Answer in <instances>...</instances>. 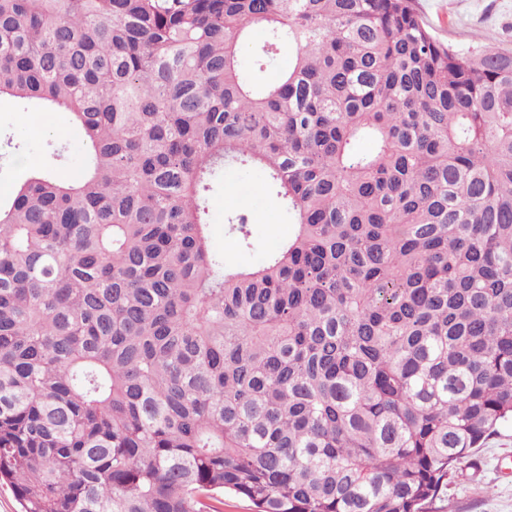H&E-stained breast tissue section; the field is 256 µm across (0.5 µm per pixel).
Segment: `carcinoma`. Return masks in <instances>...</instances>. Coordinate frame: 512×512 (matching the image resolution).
<instances>
[{"mask_svg":"<svg viewBox=\"0 0 512 512\" xmlns=\"http://www.w3.org/2000/svg\"><path fill=\"white\" fill-rule=\"evenodd\" d=\"M1 99L84 135L0 199L23 512H428L512 421V53L412 0H0ZM236 168L294 226L247 267ZM251 187L250 193L242 189ZM241 211L253 224L257 250L244 253L224 238V211ZM210 229L212 248L224 253V261L233 266L258 262L263 253L275 248L293 231L282 208L267 194L256 172L229 170L219 182L210 200Z\"/></svg>","mask_w":512,"mask_h":512,"instance_id":"cac0c4a2","label":"carcinoma"}]
</instances>
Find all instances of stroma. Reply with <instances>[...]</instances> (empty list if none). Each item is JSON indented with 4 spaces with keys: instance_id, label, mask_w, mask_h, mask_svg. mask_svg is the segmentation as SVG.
<instances>
[{
    "instance_id": "1",
    "label": "stroma",
    "mask_w": 512,
    "mask_h": 512,
    "mask_svg": "<svg viewBox=\"0 0 512 512\" xmlns=\"http://www.w3.org/2000/svg\"><path fill=\"white\" fill-rule=\"evenodd\" d=\"M414 7L434 35L454 49L493 48L512 53V0H414ZM63 133L36 131L29 112L13 101L0 102V197H10L15 186L49 159L50 146L61 148L59 171L76 176L83 165L81 132L58 115ZM248 215L257 241L251 253L239 250L224 236V214ZM211 245L227 264L259 261L293 230L282 208L267 194L255 172L230 170L210 200ZM478 466L460 472L433 505L434 512H512V424L477 453Z\"/></svg>"
}]
</instances>
